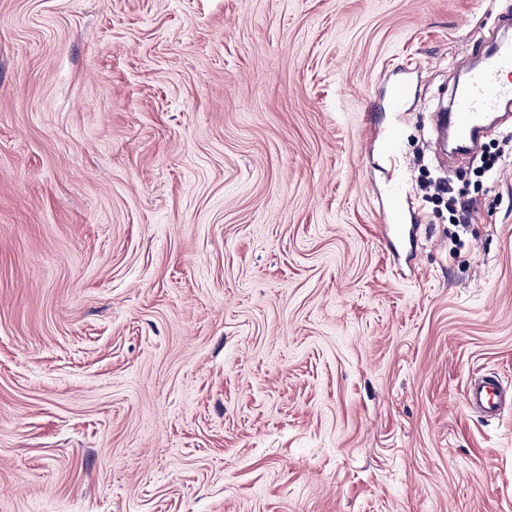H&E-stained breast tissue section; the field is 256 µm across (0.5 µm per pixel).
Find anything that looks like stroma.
<instances>
[{
    "instance_id": "obj_1",
    "label": "stroma",
    "mask_w": 512,
    "mask_h": 512,
    "mask_svg": "<svg viewBox=\"0 0 512 512\" xmlns=\"http://www.w3.org/2000/svg\"><path fill=\"white\" fill-rule=\"evenodd\" d=\"M507 12L0 0V512H512V120L462 226L384 156ZM467 401L485 417L496 418L512 407V390L496 376L482 373L467 387Z\"/></svg>"
}]
</instances>
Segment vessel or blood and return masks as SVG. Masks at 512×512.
I'll use <instances>...</instances> for the list:
<instances>
[{
    "instance_id": "obj_1",
    "label": "vessel or blood",
    "mask_w": 512,
    "mask_h": 512,
    "mask_svg": "<svg viewBox=\"0 0 512 512\" xmlns=\"http://www.w3.org/2000/svg\"><path fill=\"white\" fill-rule=\"evenodd\" d=\"M512 102V39L500 38L473 67L465 87L453 91L440 125L454 130L458 140L473 142L482 132L486 117ZM468 403L485 417L499 416L512 407V389L494 375H478L467 388Z\"/></svg>"
}]
</instances>
